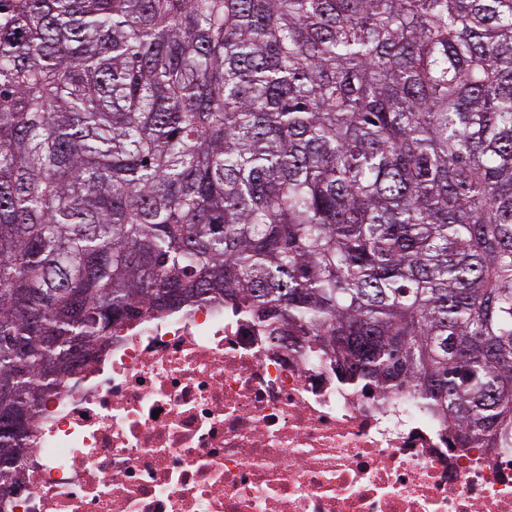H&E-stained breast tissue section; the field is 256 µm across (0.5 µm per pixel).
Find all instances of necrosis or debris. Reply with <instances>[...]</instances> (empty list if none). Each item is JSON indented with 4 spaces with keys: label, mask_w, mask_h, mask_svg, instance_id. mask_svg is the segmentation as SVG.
Listing matches in <instances>:
<instances>
[{
    "label": "necrosis or debris",
    "mask_w": 512,
    "mask_h": 512,
    "mask_svg": "<svg viewBox=\"0 0 512 512\" xmlns=\"http://www.w3.org/2000/svg\"><path fill=\"white\" fill-rule=\"evenodd\" d=\"M24 446L0 512H512V448L220 299L119 322Z\"/></svg>",
    "instance_id": "1"
}]
</instances>
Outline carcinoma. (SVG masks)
I'll list each match as a JSON object with an SVG mask.
<instances>
[{
    "instance_id": "obj_1",
    "label": "carcinoma",
    "mask_w": 512,
    "mask_h": 512,
    "mask_svg": "<svg viewBox=\"0 0 512 512\" xmlns=\"http://www.w3.org/2000/svg\"><path fill=\"white\" fill-rule=\"evenodd\" d=\"M512 444V0H0V484L208 296Z\"/></svg>"
}]
</instances>
